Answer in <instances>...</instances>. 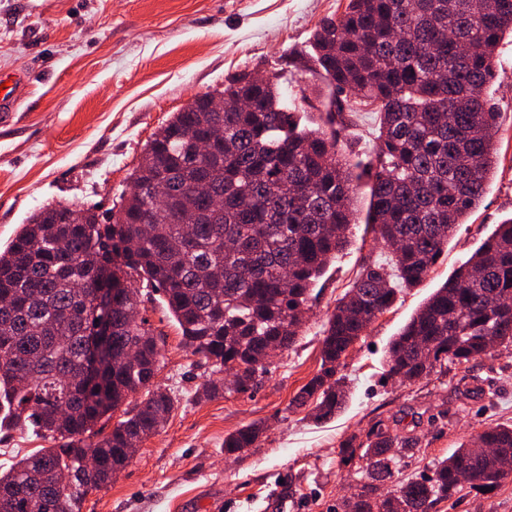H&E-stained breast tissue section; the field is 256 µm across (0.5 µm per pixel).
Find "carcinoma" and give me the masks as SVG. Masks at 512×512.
Listing matches in <instances>:
<instances>
[{
	"label": "carcinoma",
	"instance_id": "cac0c4a2",
	"mask_svg": "<svg viewBox=\"0 0 512 512\" xmlns=\"http://www.w3.org/2000/svg\"><path fill=\"white\" fill-rule=\"evenodd\" d=\"M512 36V0H348L313 33V71L340 96L326 120L300 126L282 75L262 83L243 72L213 90L248 103L212 112L209 94L172 114L131 174V193L112 214L74 216L57 203L33 212L0 249V432L31 426L61 440L0 472V512H81L87 495L131 460L130 441L157 434L175 398L153 384L160 350L139 283L162 294L184 348L236 369L233 384L202 395L246 392L271 354L296 342L312 288L350 243L355 199L370 173L365 223L390 261L368 260L328 317L320 370L293 399L316 421L346 402L337 376L351 347L405 288L419 284L448 239L480 204L498 162L499 113L491 103L496 57ZM375 107L378 135L369 170L336 126L352 123L349 98ZM206 137L202 156L194 140ZM169 192L154 201L151 188ZM112 290L110 335L90 367L91 287ZM512 347V218L497 225L411 317L388 350L389 373L415 381ZM145 399L96 442L94 427L127 399ZM264 425L224 437V452L253 447ZM397 438L380 429L343 451L365 460L373 481L393 476ZM512 425L488 426L440 461L431 476L374 499L362 491L342 512H429L458 490L512 477Z\"/></svg>",
	"mask_w": 512,
	"mask_h": 512
}]
</instances>
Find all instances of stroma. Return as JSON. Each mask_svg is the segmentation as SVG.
Instances as JSON below:
<instances>
[{"instance_id":"35a3bbf8","label":"stroma","mask_w":512,"mask_h":512,"mask_svg":"<svg viewBox=\"0 0 512 512\" xmlns=\"http://www.w3.org/2000/svg\"><path fill=\"white\" fill-rule=\"evenodd\" d=\"M347 0H0V73L19 82L13 117L0 123V247L38 208L58 202L107 220L130 191L152 135L195 96L244 72L288 71V95L320 85L294 68L309 56L322 18ZM499 113V161L479 206L421 284L378 315L338 368L351 389L334 418L317 422L291 401L319 370L323 329L363 262L380 255L370 227L319 281L297 342L257 385L202 400L223 373L188 352L158 293L144 288L140 315L160 348L155 381L176 408L83 512H339L344 497L375 498L428 476L468 435L512 423V347L416 381L387 376L388 347L421 304L505 218L512 216V43L490 88ZM261 420L253 448L224 454V438ZM380 427L409 447L393 479L368 483L365 462L343 453ZM53 440L32 429L0 435V469ZM430 512H512V482L491 492L463 485Z\"/></svg>"}]
</instances>
